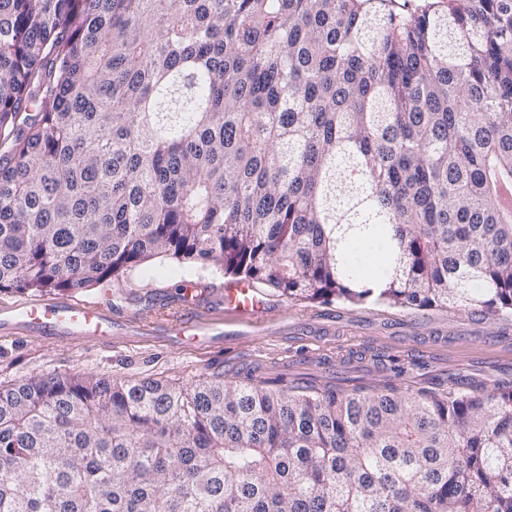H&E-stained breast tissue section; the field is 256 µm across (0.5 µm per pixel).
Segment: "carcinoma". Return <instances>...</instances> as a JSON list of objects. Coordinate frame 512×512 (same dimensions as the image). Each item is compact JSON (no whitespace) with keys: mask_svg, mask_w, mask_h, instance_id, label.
<instances>
[{"mask_svg":"<svg viewBox=\"0 0 512 512\" xmlns=\"http://www.w3.org/2000/svg\"><path fill=\"white\" fill-rule=\"evenodd\" d=\"M506 189L512 0H0V292L510 317ZM0 512H512V384H0Z\"/></svg>","mask_w":512,"mask_h":512,"instance_id":"cac0c4a2","label":"carcinoma"}]
</instances>
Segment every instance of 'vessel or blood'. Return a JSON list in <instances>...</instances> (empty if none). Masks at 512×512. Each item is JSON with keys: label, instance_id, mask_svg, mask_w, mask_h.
Returning <instances> with one entry per match:
<instances>
[{"label": "vessel or blood", "instance_id": "vessel-or-blood-1", "mask_svg": "<svg viewBox=\"0 0 512 512\" xmlns=\"http://www.w3.org/2000/svg\"><path fill=\"white\" fill-rule=\"evenodd\" d=\"M271 302L247 285L219 289L217 295L201 293L179 304L169 320L129 324L112 312L111 299L84 301L43 298L0 308V335L39 336L68 344L109 345L128 336H160L171 346L190 344L209 348L217 341L211 318L229 312L241 319L270 315Z\"/></svg>", "mask_w": 512, "mask_h": 512}]
</instances>
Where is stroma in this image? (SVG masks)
I'll list each match as a JSON object with an SVG mask.
<instances>
[{
  "label": "stroma",
  "instance_id": "1",
  "mask_svg": "<svg viewBox=\"0 0 512 512\" xmlns=\"http://www.w3.org/2000/svg\"><path fill=\"white\" fill-rule=\"evenodd\" d=\"M233 284L218 266L159 257L130 271L120 283L97 286L83 296L111 297L116 315L132 319L144 307L170 304L183 289ZM258 292L273 298L277 319L243 322L224 316L216 324L226 336L220 349H173L141 336L93 347L0 335V382L94 373L188 383L213 372L242 381L252 370L320 387L338 382L372 388L391 379L401 389L415 390L439 378L489 390L512 381V317L491 320L445 309L400 308L372 298L295 301L273 296L263 286ZM393 359L406 364L402 376L390 372Z\"/></svg>",
  "mask_w": 512,
  "mask_h": 512
}]
</instances>
